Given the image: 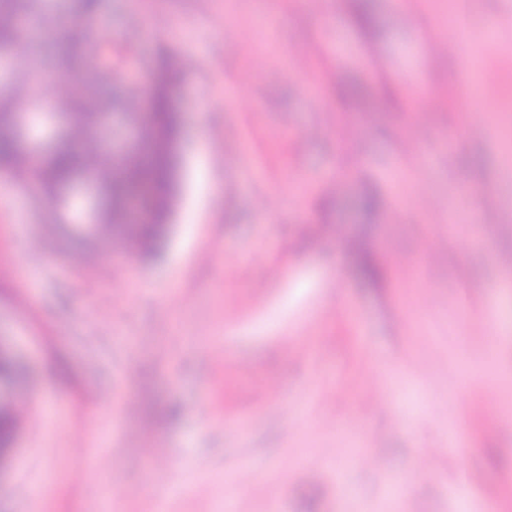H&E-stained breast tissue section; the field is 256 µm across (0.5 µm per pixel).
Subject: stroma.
I'll list each match as a JSON object with an SVG mask.
<instances>
[{"instance_id":"35a3bbf8","label":"stroma","mask_w":512,"mask_h":512,"mask_svg":"<svg viewBox=\"0 0 512 512\" xmlns=\"http://www.w3.org/2000/svg\"><path fill=\"white\" fill-rule=\"evenodd\" d=\"M455 2L408 23L367 0L361 25L353 0H100L119 83L180 67L176 200L131 264L51 240L55 201L0 198V340L26 368L0 512H224L246 471L238 512H390L417 467L400 512H458L462 483L512 512V428L477 406L512 376V0H463L456 51Z\"/></svg>"}]
</instances>
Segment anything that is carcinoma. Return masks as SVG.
I'll list each match as a JSON object with an SVG mask.
<instances>
[{"label":"carcinoma","mask_w":512,"mask_h":512,"mask_svg":"<svg viewBox=\"0 0 512 512\" xmlns=\"http://www.w3.org/2000/svg\"><path fill=\"white\" fill-rule=\"evenodd\" d=\"M53 2L0 0V48L25 46L38 54L42 43L26 41L27 27L48 11L62 28L78 19L73 34L48 44L57 60L53 79L64 89L52 106L35 97L31 72L12 71L0 80V173L26 184L36 182L54 200L83 186L98 201L95 229L107 230L105 237L94 235L87 247L118 249L129 257L150 254L164 234L175 198L172 149L181 116L171 98L178 71L171 64L150 70L152 108L143 114L138 105L143 88L115 83L112 64L106 61L108 40L99 20V0H67L63 8ZM114 115L136 131L138 144L117 156H103L97 150V132ZM141 183L152 185V205L146 216L133 220L127 195ZM352 253L364 279L380 276L364 250L356 247ZM19 373L13 358L0 357V382L12 383Z\"/></svg>","instance_id":"1"}]
</instances>
